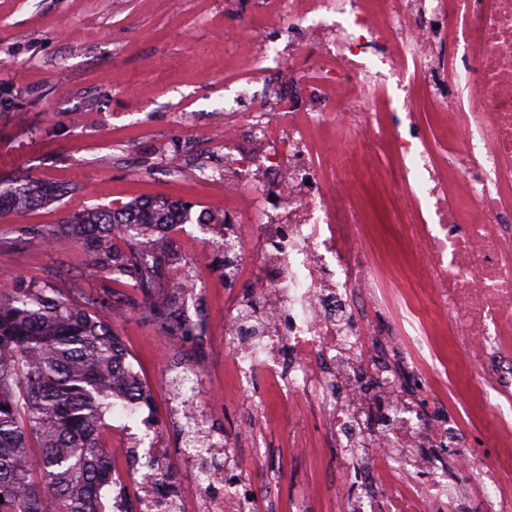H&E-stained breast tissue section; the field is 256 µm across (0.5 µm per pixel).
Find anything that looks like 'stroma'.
Masks as SVG:
<instances>
[{"label":"stroma","mask_w":512,"mask_h":512,"mask_svg":"<svg viewBox=\"0 0 512 512\" xmlns=\"http://www.w3.org/2000/svg\"><path fill=\"white\" fill-rule=\"evenodd\" d=\"M256 0H0V180L33 177L65 187L50 203L0 217V280L49 284L73 303L118 296L106 317L122 337L155 391L148 426L170 448L183 439L169 422L164 390L189 358L203 360L213 399L226 407L205 408L211 430L252 425L263 445L253 457L249 439L238 447L252 460L257 489L277 482V512L289 501L316 496L336 463V452L320 433L316 414L293 421L288 404L265 379H257L249 405H240L224 353V254L194 228L192 242L170 246L162 263L173 275L186 263H207L212 279L185 303L203 330L194 344L161 332L142 312L144 296L125 276L92 272L83 247L62 233L72 212L119 207L140 199L178 201L192 214L208 210L224 220V190L202 189L193 168L178 162L186 142L220 144L219 128H189L177 120L190 111L203 116L223 110L227 67L241 37H263ZM375 220L373 240L389 261L394 279L414 272L409 246L394 222L390 193L364 182ZM42 229L48 244L28 241L27 228ZM309 438V456L295 457L293 436Z\"/></svg>","instance_id":"1"}]
</instances>
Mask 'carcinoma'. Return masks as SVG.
<instances>
[{"label":"carcinoma","mask_w":512,"mask_h":512,"mask_svg":"<svg viewBox=\"0 0 512 512\" xmlns=\"http://www.w3.org/2000/svg\"><path fill=\"white\" fill-rule=\"evenodd\" d=\"M59 192L15 179L0 186V215L50 202ZM189 212L178 202L146 199L72 213L64 227L93 271L134 277L148 319L191 336L199 326L183 315L181 300L156 295L163 269L155 256L163 248L155 230L188 222ZM118 234L126 253L113 250ZM105 307L98 297L75 305L37 282L0 289V512H98L93 496L110 468L99 430L115 393L138 390Z\"/></svg>","instance_id":"1"}]
</instances>
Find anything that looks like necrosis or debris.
Returning <instances> with one entry per match:
<instances>
[{"mask_svg": "<svg viewBox=\"0 0 512 512\" xmlns=\"http://www.w3.org/2000/svg\"><path fill=\"white\" fill-rule=\"evenodd\" d=\"M279 35L244 40L241 86L212 121L224 162L200 173L224 186V351L250 391L273 381L291 414L317 399L340 450L325 512H469L461 476L477 456L435 400L425 353L448 337L471 375L444 383L483 401L512 402V0H261ZM287 69V86L277 74ZM413 74L409 109L389 120L387 74ZM305 91L299 105L292 88ZM266 105L248 108V100ZM426 100L418 121L410 106ZM388 185L416 286L394 283L367 244L356 184ZM251 287L242 292L241 280ZM399 314L377 339L371 313ZM172 424L194 427L204 456L169 485L165 448L125 428L116 492L102 512H268L250 463L177 396ZM497 465L484 472L480 512H512V417L486 427Z\"/></svg>", "mask_w": 512, "mask_h": 512, "instance_id": "1", "label": "necrosis or debris"}]
</instances>
